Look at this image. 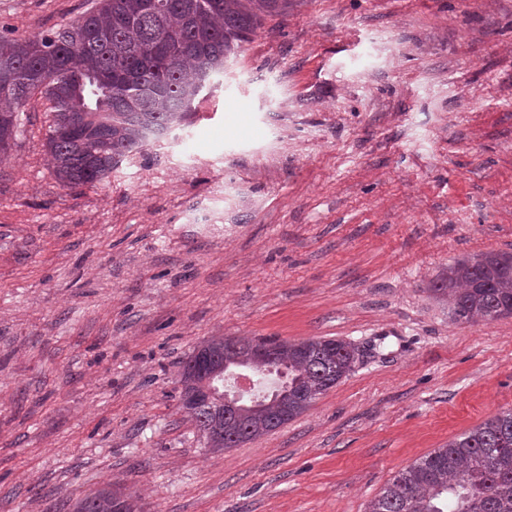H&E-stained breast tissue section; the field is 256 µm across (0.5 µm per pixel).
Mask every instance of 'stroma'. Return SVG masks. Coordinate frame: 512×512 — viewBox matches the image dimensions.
Listing matches in <instances>:
<instances>
[{"instance_id":"obj_1","label":"stroma","mask_w":512,"mask_h":512,"mask_svg":"<svg viewBox=\"0 0 512 512\" xmlns=\"http://www.w3.org/2000/svg\"><path fill=\"white\" fill-rule=\"evenodd\" d=\"M95 0H0V35ZM187 126L64 187L48 112L0 154V512H364L512 408V317L427 291L512 252V0H304L265 21ZM212 336L342 339L353 372L221 453L182 406ZM141 506L121 488H102L76 501L73 512H141Z\"/></svg>"}]
</instances>
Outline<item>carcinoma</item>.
Masks as SVG:
<instances>
[{
    "label": "carcinoma",
    "mask_w": 512,
    "mask_h": 512,
    "mask_svg": "<svg viewBox=\"0 0 512 512\" xmlns=\"http://www.w3.org/2000/svg\"><path fill=\"white\" fill-rule=\"evenodd\" d=\"M97 0L69 26L35 39L0 37V152L18 129L16 109L40 95L51 103L47 147L67 187L104 181L123 159L166 137L196 111L206 81L251 41L269 17L301 0ZM428 291L467 323L512 316V253L489 252L448 266ZM273 349L274 362L256 356ZM208 360L229 358L257 375L288 384L234 408L201 392L193 358L181 372L183 407L206 445L234 448L304 413L347 377L355 350L337 339L298 342L222 338L204 345ZM73 512H141L120 488L76 501ZM365 512H512V409L505 410L400 471Z\"/></svg>",
    "instance_id": "cac0c4a2"
}]
</instances>
